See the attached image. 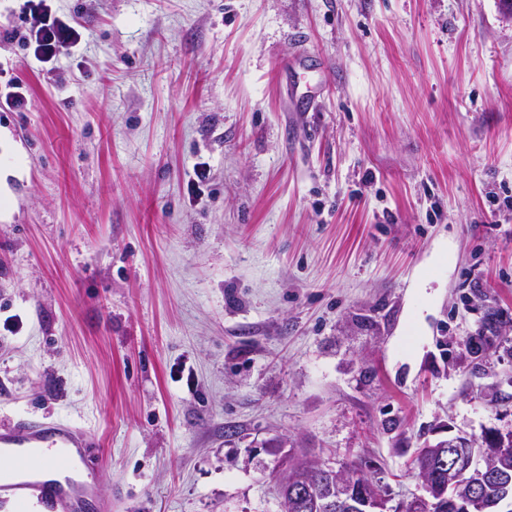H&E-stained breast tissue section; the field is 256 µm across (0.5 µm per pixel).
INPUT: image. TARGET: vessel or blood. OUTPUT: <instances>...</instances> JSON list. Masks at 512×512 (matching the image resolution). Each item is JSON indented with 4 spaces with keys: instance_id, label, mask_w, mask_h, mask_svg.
I'll return each instance as SVG.
<instances>
[{
    "instance_id": "b4317fda",
    "label": "vessel or blood",
    "mask_w": 512,
    "mask_h": 512,
    "mask_svg": "<svg viewBox=\"0 0 512 512\" xmlns=\"http://www.w3.org/2000/svg\"><path fill=\"white\" fill-rule=\"evenodd\" d=\"M92 436L64 421L20 418L0 424V456L14 474L0 475V505L25 503L41 512H112L102 498L88 452Z\"/></svg>"
}]
</instances>
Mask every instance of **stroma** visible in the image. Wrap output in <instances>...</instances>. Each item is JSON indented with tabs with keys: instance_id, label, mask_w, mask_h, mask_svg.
Returning <instances> with one entry per match:
<instances>
[{
	"instance_id": "stroma-1",
	"label": "stroma",
	"mask_w": 512,
	"mask_h": 512,
	"mask_svg": "<svg viewBox=\"0 0 512 512\" xmlns=\"http://www.w3.org/2000/svg\"><path fill=\"white\" fill-rule=\"evenodd\" d=\"M48 3L42 63L0 0V422L94 432L112 512H282L294 456L398 503L425 442L512 430L498 0ZM26 9L36 23L29 30L27 43L34 57L43 63L56 59L80 39L79 25L74 19L65 21L52 13L47 0H27Z\"/></svg>"
}]
</instances>
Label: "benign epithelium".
Segmentation results:
<instances>
[{"label": "benign epithelium", "mask_w": 512, "mask_h": 512, "mask_svg": "<svg viewBox=\"0 0 512 512\" xmlns=\"http://www.w3.org/2000/svg\"><path fill=\"white\" fill-rule=\"evenodd\" d=\"M484 447H476V440L462 436H451L433 444L427 442L417 454L416 468L423 493L412 494L400 507V512H430L431 507L445 502L462 512H486L501 505H511L508 497L489 503L483 489L512 458V437L498 431H487L483 436ZM438 460L448 470V483L435 484L428 476L429 463ZM320 467L329 476L335 490L324 500L325 512H390V498L378 490L373 480H368L370 494L359 500L350 498L346 491L348 474L343 468L328 464Z\"/></svg>", "instance_id": "7a95c632"}]
</instances>
